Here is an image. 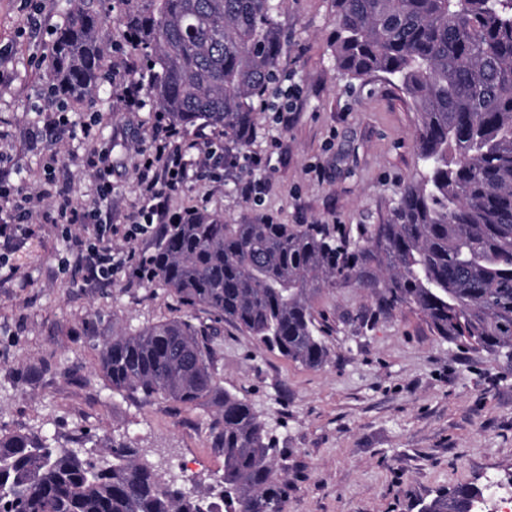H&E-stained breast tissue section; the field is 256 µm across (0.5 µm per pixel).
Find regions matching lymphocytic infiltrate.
Returning <instances> with one entry per match:
<instances>
[{"label": "lymphocytic infiltrate", "instance_id": "lymphocytic-infiltrate-1", "mask_svg": "<svg viewBox=\"0 0 512 512\" xmlns=\"http://www.w3.org/2000/svg\"><path fill=\"white\" fill-rule=\"evenodd\" d=\"M101 122L97 114L74 116L64 103L43 119L46 132L62 135L77 131L92 145L87 163L96 173L95 195L88 201L60 196L54 221L61 224L63 234H71L75 229L82 231L78 258L92 278L107 281L126 262L123 254L113 250V237L119 235L131 241L156 232L159 225L191 219V211L172 212V194L188 180H207L224 165L226 158L223 148L187 141L177 128L166 123L163 115H156L151 145L143 151L137 169L138 204L126 225L103 224L99 214L112 203V169L108 152L94 146ZM34 214L33 197L22 187L0 178V239L8 243L27 235Z\"/></svg>", "mask_w": 512, "mask_h": 512}]
</instances>
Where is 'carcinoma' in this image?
Returning <instances> with one entry per match:
<instances>
[{
    "instance_id": "obj_1",
    "label": "carcinoma",
    "mask_w": 512,
    "mask_h": 512,
    "mask_svg": "<svg viewBox=\"0 0 512 512\" xmlns=\"http://www.w3.org/2000/svg\"><path fill=\"white\" fill-rule=\"evenodd\" d=\"M57 29L46 80L82 104L109 78L104 19L83 0ZM133 49L156 74L149 93L171 124L222 129L249 144L255 100L274 82L283 41L275 0H119ZM335 59L351 79L385 75L415 104L419 176L392 222L351 244L307 226L226 224L198 212L171 224L146 257L149 279L183 317L117 333L100 352L112 390L218 407V496L196 495L138 461L136 448L89 435L78 451L0 431V512H282L271 429L223 389L210 337L226 323L310 368L328 352L311 305L323 288L381 289L460 348L512 354V0H335ZM205 310L213 325L193 323ZM483 491L458 483L426 512H479Z\"/></svg>"
}]
</instances>
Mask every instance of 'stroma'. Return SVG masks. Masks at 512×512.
Instances as JSON below:
<instances>
[{
  "mask_svg": "<svg viewBox=\"0 0 512 512\" xmlns=\"http://www.w3.org/2000/svg\"><path fill=\"white\" fill-rule=\"evenodd\" d=\"M277 3L279 70L298 91L297 112L284 125L258 109L251 143L231 146L219 182L188 184L170 207H196L228 224H321L359 239L362 228L390 223L401 186L419 173V114L385 76L352 80L337 69L334 0ZM77 4L41 0L35 33L24 29L29 0H0V47L10 48L13 72L0 87V154L10 158L0 177L30 187L48 176L76 197L93 191L88 144L69 135L35 140L31 128L48 106L42 89L54 32ZM100 9L108 64L128 71L139 54L124 41L121 7L102 0ZM78 110L104 117L98 141L110 152L112 221L124 223L156 104L125 111L105 83ZM248 156L260 167L246 166ZM254 178L268 182L257 202L240 191ZM79 245L40 220L0 249L9 258L0 268V430L70 448L85 433L108 435L182 488L219 492L216 407L115 392L100 366L113 332L182 315L178 297L130 265L111 281L90 280L75 259ZM312 305L329 350L321 367L289 361L229 324L212 342L220 386L276 437L283 512H421L459 482L497 480L512 496V360L459 349L418 311L387 308L355 284L322 289Z\"/></svg>",
  "mask_w": 512,
  "mask_h": 512,
  "instance_id": "stroma-1",
  "label": "stroma"
}]
</instances>
